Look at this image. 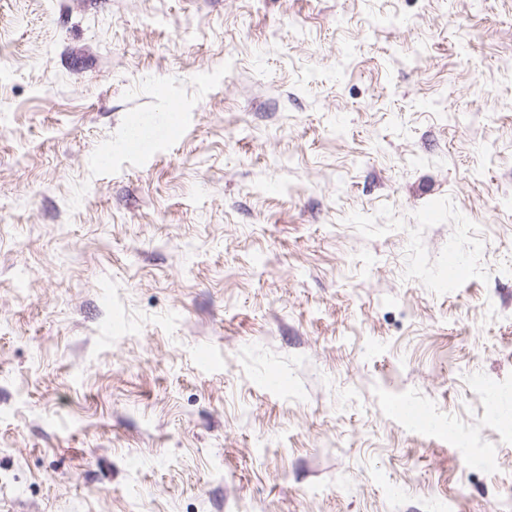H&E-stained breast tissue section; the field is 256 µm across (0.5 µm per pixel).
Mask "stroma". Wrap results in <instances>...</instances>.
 I'll return each instance as SVG.
<instances>
[{"label":"stroma","instance_id":"stroma-1","mask_svg":"<svg viewBox=\"0 0 512 512\" xmlns=\"http://www.w3.org/2000/svg\"><path fill=\"white\" fill-rule=\"evenodd\" d=\"M494 390L512 0H0V512H512ZM168 137L162 126L153 121H142L125 130L120 148L148 156Z\"/></svg>","mask_w":512,"mask_h":512}]
</instances>
